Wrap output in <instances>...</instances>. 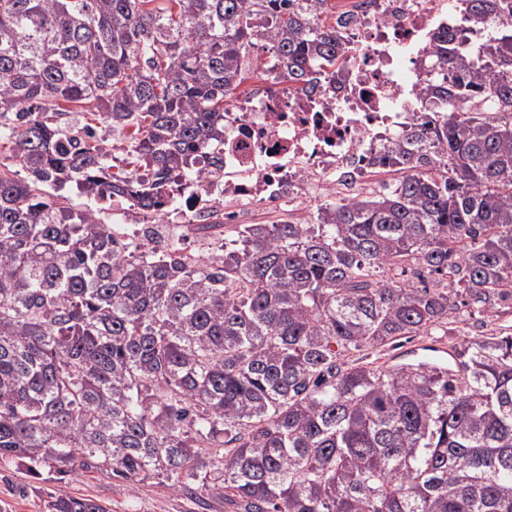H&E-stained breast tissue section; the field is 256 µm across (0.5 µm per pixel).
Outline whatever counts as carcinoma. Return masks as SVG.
<instances>
[{"mask_svg":"<svg viewBox=\"0 0 512 512\" xmlns=\"http://www.w3.org/2000/svg\"><path fill=\"white\" fill-rule=\"evenodd\" d=\"M465 2L468 35L431 51L433 125L373 161L399 179L312 224H194L224 241L202 262L61 190L151 208L224 171L246 80L334 72L333 0H0V459L233 512H512V333L446 364L344 359L512 300V13Z\"/></svg>","mask_w":512,"mask_h":512,"instance_id":"carcinoma-1","label":"carcinoma"}]
</instances>
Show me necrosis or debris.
Returning <instances> with one entry per match:
<instances>
[{"instance_id":"4bbe7bcc","label":"necrosis or debris","mask_w":512,"mask_h":512,"mask_svg":"<svg viewBox=\"0 0 512 512\" xmlns=\"http://www.w3.org/2000/svg\"><path fill=\"white\" fill-rule=\"evenodd\" d=\"M461 0H336L342 55L332 75L305 85L269 81L224 114V175L162 209L112 199L115 234L150 249L189 244V224L221 215L246 223L251 212L313 207L337 190L365 192L372 160L420 125L421 70L434 35L457 33Z\"/></svg>"}]
</instances>
